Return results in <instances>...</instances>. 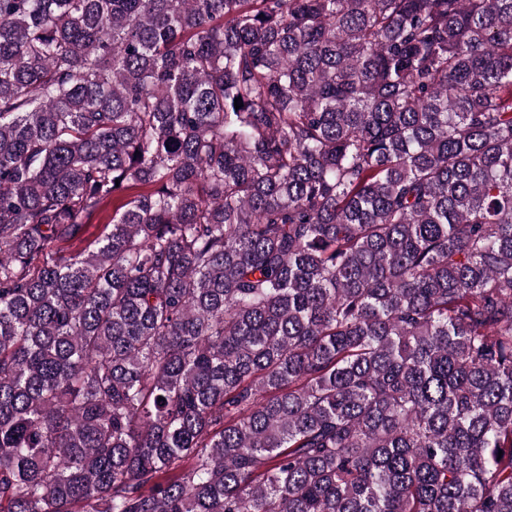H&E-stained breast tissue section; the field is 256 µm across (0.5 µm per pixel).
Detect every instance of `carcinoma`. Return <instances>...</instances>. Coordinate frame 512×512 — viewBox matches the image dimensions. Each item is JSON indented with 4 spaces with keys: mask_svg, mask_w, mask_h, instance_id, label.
Wrapping results in <instances>:
<instances>
[{
    "mask_svg": "<svg viewBox=\"0 0 512 512\" xmlns=\"http://www.w3.org/2000/svg\"><path fill=\"white\" fill-rule=\"evenodd\" d=\"M0 512H512V0H0Z\"/></svg>",
    "mask_w": 512,
    "mask_h": 512,
    "instance_id": "cac0c4a2",
    "label": "carcinoma"
}]
</instances>
